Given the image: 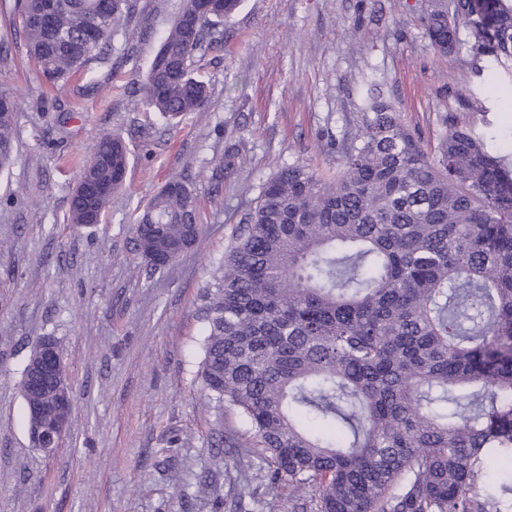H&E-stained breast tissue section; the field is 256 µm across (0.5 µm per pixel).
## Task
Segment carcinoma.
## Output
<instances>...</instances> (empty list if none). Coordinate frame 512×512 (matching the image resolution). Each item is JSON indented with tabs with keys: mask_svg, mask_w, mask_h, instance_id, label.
I'll return each mask as SVG.
<instances>
[{
	"mask_svg": "<svg viewBox=\"0 0 512 512\" xmlns=\"http://www.w3.org/2000/svg\"><path fill=\"white\" fill-rule=\"evenodd\" d=\"M185 0L135 102L169 124L206 99L196 63L224 47L241 0ZM48 81L103 60L136 0H14ZM512 60V0H434L425 36ZM18 102L0 93V172L13 163ZM339 143V169L281 167L236 226L201 294L198 378L238 414L242 472L288 489L291 512H508L512 484V174L484 135L454 126L434 157L391 105L372 101ZM129 149L102 137L80 168L67 222L100 223ZM202 231L187 180L172 177L131 227L145 271Z\"/></svg>",
	"mask_w": 512,
	"mask_h": 512,
	"instance_id": "carcinoma-1",
	"label": "carcinoma"
}]
</instances>
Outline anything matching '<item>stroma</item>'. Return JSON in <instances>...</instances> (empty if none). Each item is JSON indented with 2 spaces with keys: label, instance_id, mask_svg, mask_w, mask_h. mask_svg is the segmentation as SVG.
Returning a JSON list of instances; mask_svg holds the SVG:
<instances>
[{
  "label": "stroma",
  "instance_id": "35a3bbf8",
  "mask_svg": "<svg viewBox=\"0 0 512 512\" xmlns=\"http://www.w3.org/2000/svg\"><path fill=\"white\" fill-rule=\"evenodd\" d=\"M432 0H243L224 47L198 64L208 97L177 125L135 109L182 0H138L107 62L48 86L0 0V91L20 97L16 156L0 173V512H288V494L236 478L218 435L244 424L215 409L197 371L198 308L236 224L262 183L299 163L338 167L374 89L434 153L450 125L483 133L512 164V73L473 49L436 53ZM130 151L123 188L98 226L67 224L79 168L101 136ZM175 174L188 178L203 232L154 276L129 227ZM58 342L73 388L70 432L53 455L33 447L21 393L38 338Z\"/></svg>",
  "mask_w": 512,
  "mask_h": 512
}]
</instances>
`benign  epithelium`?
Returning a JSON list of instances; mask_svg holds the SVG:
<instances>
[{
    "instance_id": "7a95c632",
    "label": "benign epithelium",
    "mask_w": 512,
    "mask_h": 512,
    "mask_svg": "<svg viewBox=\"0 0 512 512\" xmlns=\"http://www.w3.org/2000/svg\"><path fill=\"white\" fill-rule=\"evenodd\" d=\"M48 383L52 384V393L29 406L28 414L33 443L52 455L69 430L74 400L57 344L53 338L44 337L25 366L21 390L38 395Z\"/></svg>"
}]
</instances>
